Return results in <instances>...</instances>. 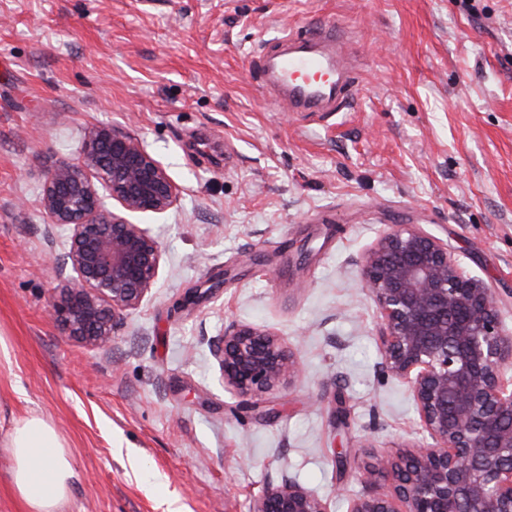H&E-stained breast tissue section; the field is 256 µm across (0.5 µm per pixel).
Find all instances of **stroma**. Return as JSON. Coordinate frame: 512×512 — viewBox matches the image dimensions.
<instances>
[{"label": "stroma", "instance_id": "1", "mask_svg": "<svg viewBox=\"0 0 512 512\" xmlns=\"http://www.w3.org/2000/svg\"><path fill=\"white\" fill-rule=\"evenodd\" d=\"M473 4L0 0V438L32 412L54 425L76 472L69 512H250L284 478L346 512L373 453L423 442L407 384L380 369L357 260L420 225L512 330V0ZM329 23L349 31L360 91L341 112L289 111L253 60ZM112 124L180 195L130 217L164 261L103 350L47 314L66 234L40 192ZM233 321L300 361L254 412L210 353Z\"/></svg>", "mask_w": 512, "mask_h": 512}]
</instances>
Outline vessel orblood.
Listing matches in <instances>:
<instances>
[{"mask_svg": "<svg viewBox=\"0 0 512 512\" xmlns=\"http://www.w3.org/2000/svg\"><path fill=\"white\" fill-rule=\"evenodd\" d=\"M285 51L264 56L259 70L292 112H339L358 91L355 57L335 25L285 35Z\"/></svg>", "mask_w": 512, "mask_h": 512, "instance_id": "1", "label": "vessel or blood"}]
</instances>
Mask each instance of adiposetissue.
I'll use <instances>...</instances> for the list:
<instances>
[{
    "label": "adipose tissue",
    "instance_id": "1",
    "mask_svg": "<svg viewBox=\"0 0 512 512\" xmlns=\"http://www.w3.org/2000/svg\"><path fill=\"white\" fill-rule=\"evenodd\" d=\"M0 447L8 456L9 479L26 512H65L75 472L54 426L37 414L19 418Z\"/></svg>",
    "mask_w": 512,
    "mask_h": 512
}]
</instances>
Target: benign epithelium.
Here are the masks:
<instances>
[{"label": "benign epithelium", "instance_id": "7a95c632", "mask_svg": "<svg viewBox=\"0 0 512 512\" xmlns=\"http://www.w3.org/2000/svg\"><path fill=\"white\" fill-rule=\"evenodd\" d=\"M179 189L130 134L93 129L76 162L60 161L42 186L52 227L68 249L49 314L66 335L105 348L127 312L156 288L163 253L140 224L109 210L162 214ZM377 311L384 372L408 384L425 445L383 449L360 470L366 490L347 512H512V331L492 288L465 271L448 245L417 224L380 235L360 258ZM224 389L254 409L300 372L288 342L236 322L212 344ZM388 482L386 491L374 489ZM251 512H331L330 502L284 479L266 484Z\"/></svg>", "mask_w": 512, "mask_h": 512}]
</instances>
